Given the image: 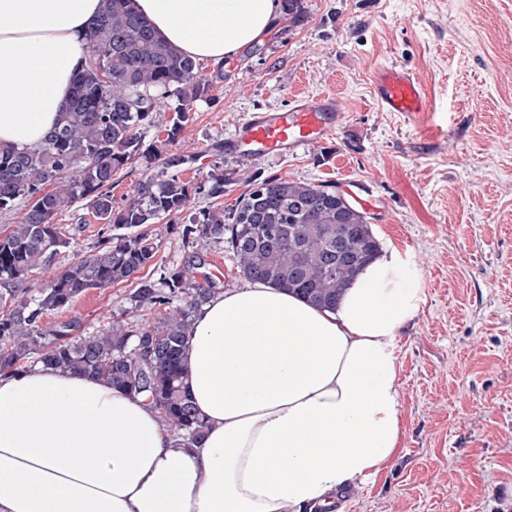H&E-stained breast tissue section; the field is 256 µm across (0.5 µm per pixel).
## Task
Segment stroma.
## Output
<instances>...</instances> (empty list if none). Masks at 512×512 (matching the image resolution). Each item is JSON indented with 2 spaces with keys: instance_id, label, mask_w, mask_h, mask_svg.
<instances>
[{
  "instance_id": "35a3bbf8",
  "label": "stroma",
  "mask_w": 512,
  "mask_h": 512,
  "mask_svg": "<svg viewBox=\"0 0 512 512\" xmlns=\"http://www.w3.org/2000/svg\"><path fill=\"white\" fill-rule=\"evenodd\" d=\"M306 22L277 25L260 54L224 65L213 102L194 106L174 146L183 181H206L213 146L250 113L293 94L334 93L342 126L316 148L245 162L227 155L224 194L190 210L232 209L250 177L333 183L366 208L381 246L409 254L422 276L418 316L395 339L402 399L399 454L346 493L344 512H512V0H304ZM413 68L434 110L382 111L372 76ZM75 229L56 260L93 250L107 227L86 206L56 217ZM199 253L225 289L246 278L226 244L164 234L150 277ZM133 284L82 294L44 326L78 333L129 313Z\"/></svg>"
}]
</instances>
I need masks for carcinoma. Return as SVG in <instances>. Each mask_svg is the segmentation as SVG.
<instances>
[{
  "label": "carcinoma",
  "mask_w": 512,
  "mask_h": 512,
  "mask_svg": "<svg viewBox=\"0 0 512 512\" xmlns=\"http://www.w3.org/2000/svg\"><path fill=\"white\" fill-rule=\"evenodd\" d=\"M131 2L101 0L70 101L43 145L18 150L0 144V214L26 204L19 222L0 229V375L45 364L96 377L147 395L175 439L195 442L206 423L186 390L185 353L195 311L224 290V281L201 272L197 253L157 281L141 272L156 257L160 219L183 213L199 191L224 195L222 165L207 184L192 186L174 173L186 159L166 147L178 140L195 103L215 100L227 74L222 64L201 74L196 60L159 38ZM281 9L294 26L307 20L303 0H281ZM162 107L173 113L164 145L147 144L145 130ZM135 163L144 177L118 206L112 180ZM336 196L330 183L253 177L229 214L217 207L191 213L183 233L226 242L251 280L334 308L379 250L367 214ZM78 202L103 223L135 233L101 237L93 250L43 280L39 275L70 244L55 216ZM265 225L277 227V244L265 241ZM343 242L355 253L345 264L336 262V245ZM129 281L135 283L133 311L149 310L152 318L111 320L86 335L73 334L74 320L43 327L44 316L70 307L84 292Z\"/></svg>",
  "instance_id": "1"
}]
</instances>
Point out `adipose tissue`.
I'll return each mask as SVG.
<instances>
[{
    "label": "adipose tissue",
    "instance_id": "ef3b65f1",
    "mask_svg": "<svg viewBox=\"0 0 512 512\" xmlns=\"http://www.w3.org/2000/svg\"><path fill=\"white\" fill-rule=\"evenodd\" d=\"M101 0H0V144L55 126ZM159 37L218 65L269 33L279 0H133ZM421 275L378 254L335 309L261 281L195 312L186 380L206 421L176 444L145 398L35 368L0 377V512H306L378 474L402 439L395 338Z\"/></svg>",
    "mask_w": 512,
    "mask_h": 512
}]
</instances>
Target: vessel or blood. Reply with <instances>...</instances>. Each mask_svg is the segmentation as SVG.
Here are the masks:
<instances>
[{
    "instance_id": "obj_1",
    "label": "vessel or blood",
    "mask_w": 512,
    "mask_h": 512,
    "mask_svg": "<svg viewBox=\"0 0 512 512\" xmlns=\"http://www.w3.org/2000/svg\"><path fill=\"white\" fill-rule=\"evenodd\" d=\"M373 94L383 111L408 118L433 109L432 100L414 71L399 65L383 66L373 74ZM342 108L333 95L293 98L285 108L252 113L240 123L224 152L252 161L268 155L288 156L304 147H316L335 135Z\"/></svg>"
}]
</instances>
